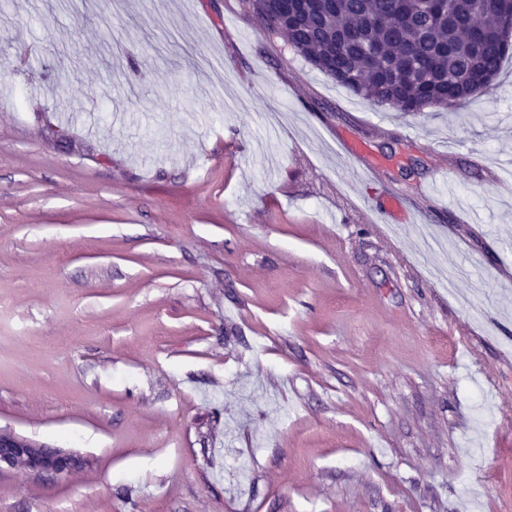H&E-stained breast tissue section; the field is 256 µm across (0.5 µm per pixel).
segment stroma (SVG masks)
<instances>
[{"instance_id": "35a3bbf8", "label": "stroma", "mask_w": 512, "mask_h": 512, "mask_svg": "<svg viewBox=\"0 0 512 512\" xmlns=\"http://www.w3.org/2000/svg\"><path fill=\"white\" fill-rule=\"evenodd\" d=\"M512 59L403 114L239 0H0V512H512ZM82 464L73 453L12 431L0 430V466L35 475H64Z\"/></svg>"}]
</instances>
